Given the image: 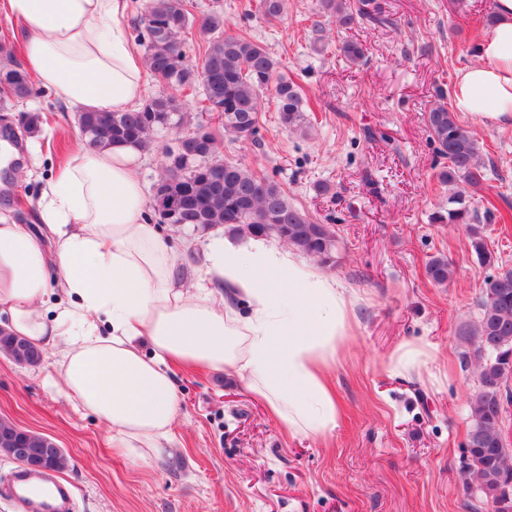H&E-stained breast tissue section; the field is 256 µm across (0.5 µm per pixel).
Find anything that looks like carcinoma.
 Instances as JSON below:
<instances>
[{"instance_id": "1", "label": "carcinoma", "mask_w": 512, "mask_h": 512, "mask_svg": "<svg viewBox=\"0 0 512 512\" xmlns=\"http://www.w3.org/2000/svg\"><path fill=\"white\" fill-rule=\"evenodd\" d=\"M319 13L336 19V29H351L368 23L377 27L395 25V19L377 0H317ZM286 0H259L258 9L269 22L282 18ZM194 20L185 0H148L144 14L135 26L136 42L145 48L151 73L169 87L180 91L197 83L196 70L186 64L183 50L185 35ZM198 32L208 37L201 70L209 75L203 86L206 110L222 120L224 134L236 140H252L258 132L261 112L260 93L269 92L281 127L288 131L308 132L305 113L307 97L302 87L280 71V64L246 31L229 33L224 13L218 10L204 18ZM10 88L14 98L27 99L35 94L33 84L18 65L0 68V85ZM154 126L181 127L185 115L172 94L158 93L135 109L115 111L109 117L101 112L80 114L79 132L94 148L132 145L143 151L152 143L147 118ZM428 132L437 155L447 161L436 178L448 187V205L430 214L433 224H464L471 249L480 265L491 267L486 288L477 300V321L461 325L458 343L464 365L475 367L477 391L468 400L471 427L464 442L465 485L478 489L480 502L498 500L499 512H512V496L503 488H512V448L504 439L503 405L512 381V267L499 263L487 245L480 218L459 190L462 180L480 187L487 180V164L479 140L460 123L457 114L438 94V102L425 115ZM184 150L169 154L164 175L156 182L159 190L174 203L178 219L158 214L162 224H186L195 230L223 225L232 232H248L274 237L295 251L333 267L337 258V234L330 224H317L294 205L280 183L251 170L240 162L226 160L224 166L212 165L213 159L202 150L205 144L196 138H182ZM427 279L445 285L452 277L445 256H435L425 266ZM0 353L15 363L37 366L44 352L21 337L0 328ZM41 454L53 447L54 440L32 431L21 433L11 422L0 420V455L11 457L17 442Z\"/></svg>"}]
</instances>
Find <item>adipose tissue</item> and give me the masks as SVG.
Here are the masks:
<instances>
[{
	"instance_id": "obj_1",
	"label": "adipose tissue",
	"mask_w": 512,
	"mask_h": 512,
	"mask_svg": "<svg viewBox=\"0 0 512 512\" xmlns=\"http://www.w3.org/2000/svg\"><path fill=\"white\" fill-rule=\"evenodd\" d=\"M128 0H0L22 25L23 64L81 112L121 111L144 93V61L126 29ZM478 63L458 70L454 112L512 127V0H494ZM140 150L80 143L49 180L38 211L51 248L0 222V318L59 351L66 394L105 422L134 461L161 458L179 416L174 367L223 370L262 399L290 436L323 438L341 406L329 372L354 336L353 303L336 279L261 235L217 233L202 275L145 212ZM64 301L45 309L50 267Z\"/></svg>"
}]
</instances>
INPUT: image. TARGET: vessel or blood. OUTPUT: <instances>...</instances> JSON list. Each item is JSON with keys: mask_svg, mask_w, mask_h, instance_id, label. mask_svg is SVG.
Wrapping results in <instances>:
<instances>
[{"mask_svg": "<svg viewBox=\"0 0 512 512\" xmlns=\"http://www.w3.org/2000/svg\"><path fill=\"white\" fill-rule=\"evenodd\" d=\"M11 485L19 512H74L75 492L60 479L19 469Z\"/></svg>", "mask_w": 512, "mask_h": 512, "instance_id": "obj_1", "label": "vessel or blood"}]
</instances>
